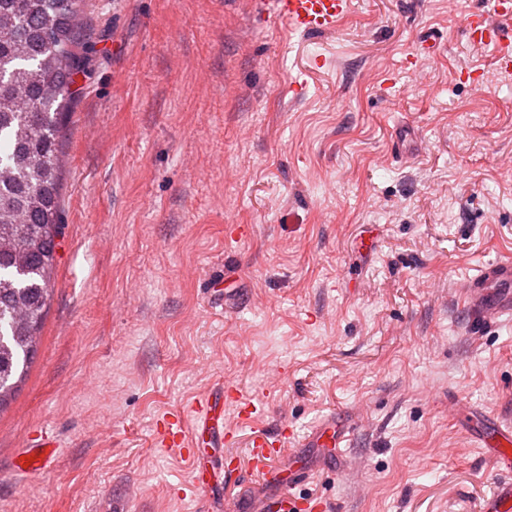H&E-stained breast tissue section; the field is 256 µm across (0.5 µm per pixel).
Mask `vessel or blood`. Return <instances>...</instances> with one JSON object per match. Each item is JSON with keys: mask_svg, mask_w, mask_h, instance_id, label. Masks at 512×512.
I'll return each instance as SVG.
<instances>
[{"mask_svg": "<svg viewBox=\"0 0 512 512\" xmlns=\"http://www.w3.org/2000/svg\"><path fill=\"white\" fill-rule=\"evenodd\" d=\"M273 16L303 34H331L350 13L352 0H268ZM512 21V0H490L486 9L472 12L466 19L470 44L493 49L500 66H512V35L504 24ZM461 297L474 316L492 320L512 314V260H499L481 266L468 278ZM236 407L240 417L249 421L259 416L262 406L245 399L232 385H222L200 398L190 417L166 414L156 421V433L163 448L178 450L192 462L190 485L198 495L199 506H209L208 493L212 474L199 457L200 449L223 445L224 409ZM297 439L295 433H279L276 437L254 440L249 464L253 472L267 475L274 485L273 493L253 499L251 512H329L327 502L319 497L302 496L293 491L298 470L282 472L277 466L283 451ZM304 445L323 449L335 456L337 449L347 447L349 436L336 426L335 416H327L302 439ZM473 442L481 448L484 459L494 471L506 474V481L486 499L480 512H512V425L489 421L475 431ZM57 444L47 436L25 438L24 449L14 461L16 470L35 474L50 468Z\"/></svg>", "mask_w": 512, "mask_h": 512, "instance_id": "obj_1", "label": "vessel or blood"}]
</instances>
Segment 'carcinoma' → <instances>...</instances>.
<instances>
[{
	"label": "carcinoma",
	"mask_w": 512,
	"mask_h": 512,
	"mask_svg": "<svg viewBox=\"0 0 512 512\" xmlns=\"http://www.w3.org/2000/svg\"><path fill=\"white\" fill-rule=\"evenodd\" d=\"M82 0H0V412L37 354L61 234V133Z\"/></svg>",
	"instance_id": "obj_1"
}]
</instances>
